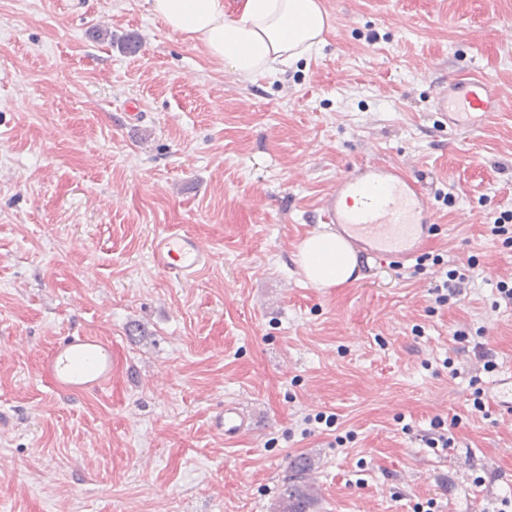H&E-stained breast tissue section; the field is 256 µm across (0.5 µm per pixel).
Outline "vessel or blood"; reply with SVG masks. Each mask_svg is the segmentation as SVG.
I'll return each instance as SVG.
<instances>
[{"label": "vessel or blood", "mask_w": 512, "mask_h": 512, "mask_svg": "<svg viewBox=\"0 0 512 512\" xmlns=\"http://www.w3.org/2000/svg\"><path fill=\"white\" fill-rule=\"evenodd\" d=\"M434 107L449 129H469L492 118L498 107L494 89L483 78L465 75L438 83ZM320 220L365 254L402 262L418 257L433 215L426 197L400 165L368 163L337 178L319 203ZM152 259L162 270L187 280L204 269L210 251L193 236L165 234L153 245ZM42 378L71 393L96 392L112 379V344L95 332L63 337L40 365ZM244 411L225 403L214 419L224 436L242 434Z\"/></svg>", "instance_id": "vessel-or-blood-1"}]
</instances>
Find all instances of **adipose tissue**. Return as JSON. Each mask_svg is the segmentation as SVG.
<instances>
[{
  "mask_svg": "<svg viewBox=\"0 0 512 512\" xmlns=\"http://www.w3.org/2000/svg\"><path fill=\"white\" fill-rule=\"evenodd\" d=\"M153 15L245 80L274 78L322 51L331 27L320 0H149ZM297 263L319 288L358 277V259L335 234L302 240Z\"/></svg>",
  "mask_w": 512,
  "mask_h": 512,
  "instance_id": "adipose-tissue-1",
  "label": "adipose tissue"
}]
</instances>
